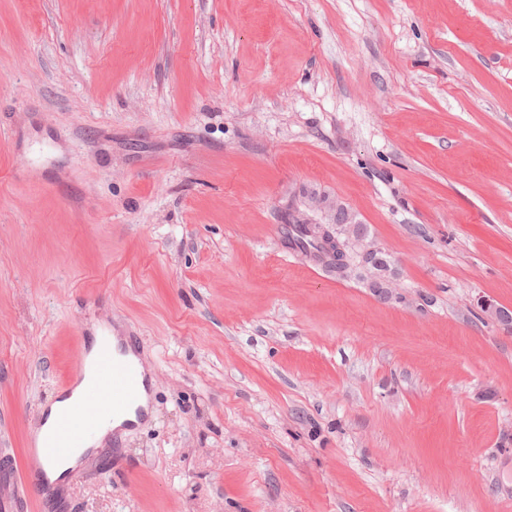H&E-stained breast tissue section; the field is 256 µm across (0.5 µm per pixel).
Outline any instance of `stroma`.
I'll list each match as a JSON object with an SVG mask.
<instances>
[{"label": "stroma", "mask_w": 512, "mask_h": 512, "mask_svg": "<svg viewBox=\"0 0 512 512\" xmlns=\"http://www.w3.org/2000/svg\"><path fill=\"white\" fill-rule=\"evenodd\" d=\"M1 170L0 473L97 328L154 380L30 512H512V0H0ZM304 199L301 205L304 210L300 211L298 207L293 205L288 206V211L291 212L299 222H308L313 224H299L290 223L288 220V246H292L295 250H298L305 256L313 257L321 262L325 267L329 269L331 273H335L336 277H345L354 261L351 253L348 251L347 261L348 263L338 264L337 261L340 256L335 253V246L329 245V242L323 237L322 231L328 233L331 238V242L336 244L338 251L344 252V246L339 242L342 240L344 245L348 243L356 244L360 247V255L364 259L372 260L373 264L371 267L366 266L370 274L369 284L372 285L373 293L379 297L386 298L382 295V292L377 290L374 283L381 282L383 289L386 292H392L396 288L394 283V271L391 273L385 269L386 267L382 264L383 259L388 265L389 269L393 266L392 256L384 251L382 248L375 246L372 243L366 241L367 236L361 234L356 226L353 224H360L361 228L368 234V228L366 224H361L355 221L353 217H348L342 221V227L326 229L323 225L319 226L313 216L310 215L321 212L325 216L328 214H338L343 210V204L339 200L330 199L322 196L316 191H308L304 193ZM295 213L301 214L302 218H299ZM384 251V252H383ZM333 252V254H330ZM382 254V258L378 257V254ZM326 260V262H324ZM380 269L381 272H378Z\"/></svg>", "instance_id": "35a3bbf8"}]
</instances>
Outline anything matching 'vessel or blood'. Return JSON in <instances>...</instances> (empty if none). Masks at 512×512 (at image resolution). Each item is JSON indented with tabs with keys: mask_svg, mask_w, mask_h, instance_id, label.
<instances>
[{
	"mask_svg": "<svg viewBox=\"0 0 512 512\" xmlns=\"http://www.w3.org/2000/svg\"><path fill=\"white\" fill-rule=\"evenodd\" d=\"M92 370L84 398L78 399L53 423L45 435L30 474L38 484H47V472L83 447L106 419L127 413L138 401L148 379L142 363L113 357L109 342H101L94 364L79 361L76 375Z\"/></svg>",
	"mask_w": 512,
	"mask_h": 512,
	"instance_id": "obj_1",
	"label": "vessel or blood"
}]
</instances>
